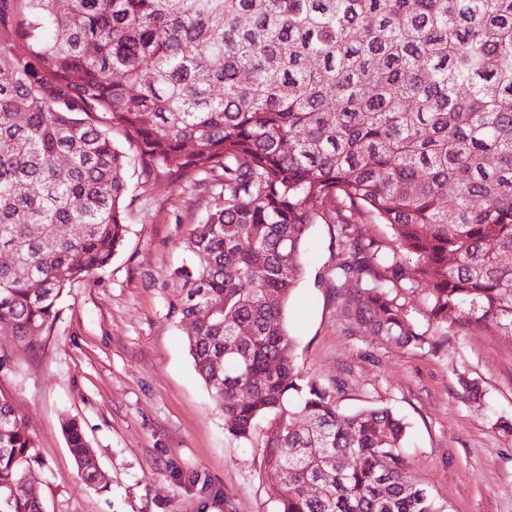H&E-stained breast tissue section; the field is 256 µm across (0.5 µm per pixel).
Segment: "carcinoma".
<instances>
[{
	"mask_svg": "<svg viewBox=\"0 0 512 512\" xmlns=\"http://www.w3.org/2000/svg\"><path fill=\"white\" fill-rule=\"evenodd\" d=\"M131 174L219 187L174 313L227 436L271 418L278 512H446L409 475L403 418L303 378L284 311L309 227L337 224L353 333L512 342V0H0L1 336L41 335L111 262ZM35 448L0 392V512H43Z\"/></svg>",
	"mask_w": 512,
	"mask_h": 512,
	"instance_id": "1",
	"label": "carcinoma"
}]
</instances>
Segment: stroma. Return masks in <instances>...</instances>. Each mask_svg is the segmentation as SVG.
Listing matches in <instances>:
<instances>
[{
    "label": "stroma",
    "mask_w": 512,
    "mask_h": 512,
    "mask_svg": "<svg viewBox=\"0 0 512 512\" xmlns=\"http://www.w3.org/2000/svg\"><path fill=\"white\" fill-rule=\"evenodd\" d=\"M125 243L105 268L60 298L52 327L32 340L0 335V392L36 446L46 512H278L264 463L265 425L250 442L224 417L196 373L183 294L172 271L192 254L190 232L211 204L207 176L133 184ZM306 274L285 320L305 378L339 386L338 404L392 408L409 424V473L447 512H512V345L482 333L441 351L357 336L333 289L337 227L313 225ZM478 382L472 399L459 373ZM84 429L104 488L83 483L62 431Z\"/></svg>",
    "instance_id": "obj_1"
}]
</instances>
